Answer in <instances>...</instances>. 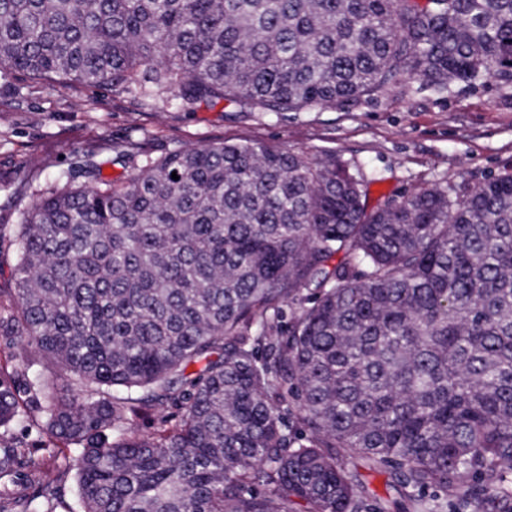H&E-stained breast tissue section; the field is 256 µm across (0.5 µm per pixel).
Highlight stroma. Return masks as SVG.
I'll return each instance as SVG.
<instances>
[{
	"label": "stroma",
	"instance_id": "1",
	"mask_svg": "<svg viewBox=\"0 0 512 512\" xmlns=\"http://www.w3.org/2000/svg\"><path fill=\"white\" fill-rule=\"evenodd\" d=\"M223 140L285 145L361 166L374 207L443 180L473 185L512 173V88L454 83L438 94L406 81L355 104L278 117L224 103L182 107L163 97L147 106L108 86L15 74L0 79V225L19 223L35 188L78 173L86 160L119 178L146 157ZM336 456L357 473L367 503L418 512L388 472L370 470L341 449Z\"/></svg>",
	"mask_w": 512,
	"mask_h": 512
}]
</instances>
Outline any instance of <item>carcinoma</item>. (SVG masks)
Returning a JSON list of instances; mask_svg holds the SVG:
<instances>
[{
  "instance_id": "cac0c4a2",
  "label": "carcinoma",
  "mask_w": 512,
  "mask_h": 512,
  "mask_svg": "<svg viewBox=\"0 0 512 512\" xmlns=\"http://www.w3.org/2000/svg\"><path fill=\"white\" fill-rule=\"evenodd\" d=\"M16 73L277 116L511 87L512 0H0ZM84 174L0 225V485L39 488L0 512H73L34 417L80 512H368L334 448L414 495L512 482V174L372 209L361 170L262 142ZM57 497L68 502L76 512L81 510L78 506L77 487L74 472H67L60 475L59 479L53 484Z\"/></svg>"
}]
</instances>
